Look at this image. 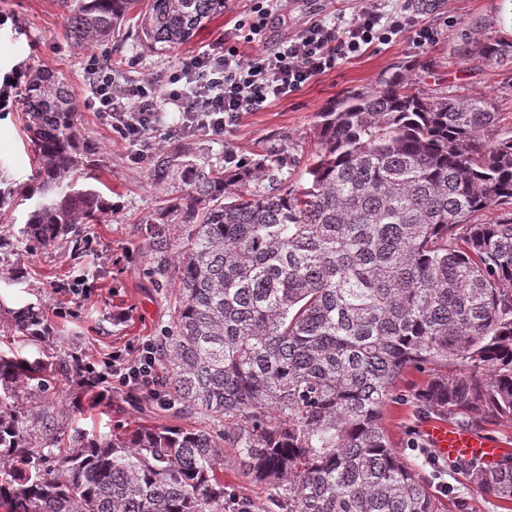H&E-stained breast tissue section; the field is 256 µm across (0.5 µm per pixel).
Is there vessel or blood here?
Instances as JSON below:
<instances>
[{
	"label": "vessel or blood",
	"instance_id": "vessel-or-blood-1",
	"mask_svg": "<svg viewBox=\"0 0 512 512\" xmlns=\"http://www.w3.org/2000/svg\"><path fill=\"white\" fill-rule=\"evenodd\" d=\"M426 432L436 452L450 461L476 454L492 464L505 453L502 443L491 434H476L438 422L429 425Z\"/></svg>",
	"mask_w": 512,
	"mask_h": 512
}]
</instances>
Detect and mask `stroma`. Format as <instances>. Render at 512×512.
I'll return each mask as SVG.
<instances>
[{
  "label": "stroma",
  "instance_id": "stroma-1",
  "mask_svg": "<svg viewBox=\"0 0 512 512\" xmlns=\"http://www.w3.org/2000/svg\"><path fill=\"white\" fill-rule=\"evenodd\" d=\"M357 6V0H279L261 45H274L299 23L316 16L352 18ZM249 7L248 0H229L223 15L179 49L153 53L130 41L113 47L112 61L125 80L165 74L202 47L222 46L233 37L236 22ZM412 7L423 23L437 29L434 44L419 47L407 34L371 47L296 94L243 114L228 133L207 141L210 153L231 151L251 165L279 155L284 177L296 182L316 151L314 132L320 112L349 93L379 87L382 77L397 69L423 89L492 100L500 114V132H512V65H489L464 54L469 37L512 39V0H414ZM1 10L14 14L22 33L0 31V68L9 69L14 61L23 60L29 69L51 70L76 93H83L86 54L73 49L64 37L61 0H0ZM80 119L85 134L106 152L94 186L111 200L113 213L92 225L89 233L79 234L76 242L33 250L22 235L31 204L15 199L0 219V307L39 308L52 331L49 348L68 353L79 365L54 398L60 428L76 425L118 433L138 426L209 427L207 416L180 411L141 392L116 393L100 403L88 402L84 393L81 367L88 360L115 351L134 355L145 343H159L172 321L176 288L173 281L155 274L144 240L143 222L155 213L160 195L149 183L147 159L137 158L135 147L118 138L93 109L81 107ZM34 168L21 112H0V177L22 190L32 184ZM82 272L88 276L91 293L77 299L67 285ZM118 308L129 312L125 323L112 320ZM384 423L394 447L402 451L411 434L422 433L426 419L404 401L386 409Z\"/></svg>",
  "mask_w": 512,
  "mask_h": 512
}]
</instances>
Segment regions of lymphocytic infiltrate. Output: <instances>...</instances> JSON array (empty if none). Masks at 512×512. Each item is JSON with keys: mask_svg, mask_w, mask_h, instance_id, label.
I'll return each mask as SVG.
<instances>
[{"mask_svg": "<svg viewBox=\"0 0 512 512\" xmlns=\"http://www.w3.org/2000/svg\"><path fill=\"white\" fill-rule=\"evenodd\" d=\"M274 3L252 0L241 39L184 58L160 79L123 82L103 59L91 56L87 103L109 121L122 140L149 153L161 145L157 131H164L169 139L199 132L220 137L241 113L296 93L335 70L340 61L372 46L389 44L407 32L422 47L438 38L435 28L421 23L411 12L408 0H359V9L350 20L311 18L271 49L251 51L256 36L267 26ZM169 108L179 112L180 120L164 130L161 115ZM155 364V351L148 346L130 358L116 353L101 362L86 363L84 371L99 386L100 397L106 398L118 386L154 390L158 384Z\"/></svg>", "mask_w": 512, "mask_h": 512, "instance_id": "obj_1", "label": "lymphocytic infiltrate"}]
</instances>
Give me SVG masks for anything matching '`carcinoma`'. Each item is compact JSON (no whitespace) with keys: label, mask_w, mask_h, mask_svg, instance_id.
Here are the masks:
<instances>
[{"label":"carcinoma","mask_w":512,"mask_h":512,"mask_svg":"<svg viewBox=\"0 0 512 512\" xmlns=\"http://www.w3.org/2000/svg\"><path fill=\"white\" fill-rule=\"evenodd\" d=\"M63 3L74 48L133 40L154 53L226 6ZM475 54L512 64V41L487 37ZM22 105L36 157L23 236L63 244L112 214L99 190L77 187L101 148L79 127L74 89L49 71L32 74ZM499 117L486 99L426 92L396 71L319 113L318 150L294 185L277 155L228 171L193 138L154 155L150 185L171 197L144 220L145 238L160 276L176 260L178 283L161 388L220 430L76 428L58 452L54 406L41 400L70 360L0 352V506L225 512L231 458L272 490L265 512H443L430 476L393 447L384 410L410 400L474 432L512 420V135L497 133ZM492 207L504 214L482 219ZM6 314L33 342L50 336L37 308ZM410 370L426 381L406 393ZM448 470L512 503V452Z\"/></svg>","instance_id":"carcinoma-1"}]
</instances>
